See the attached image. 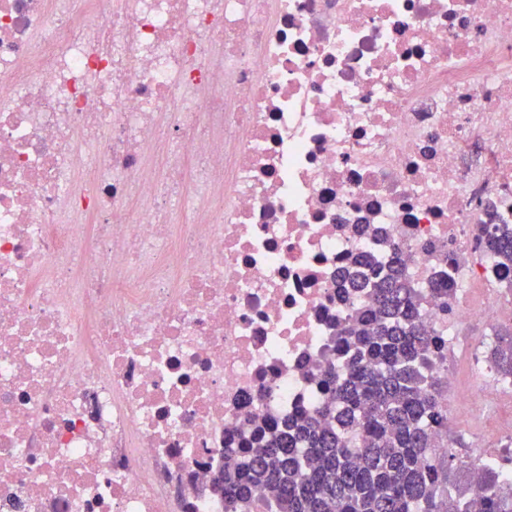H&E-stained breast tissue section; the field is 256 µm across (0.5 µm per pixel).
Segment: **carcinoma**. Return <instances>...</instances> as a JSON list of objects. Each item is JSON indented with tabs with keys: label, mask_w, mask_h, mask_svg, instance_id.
<instances>
[{
	"label": "carcinoma",
	"mask_w": 512,
	"mask_h": 512,
	"mask_svg": "<svg viewBox=\"0 0 512 512\" xmlns=\"http://www.w3.org/2000/svg\"><path fill=\"white\" fill-rule=\"evenodd\" d=\"M478 246L512 270V224L483 225ZM334 345L348 360L342 375L323 372L330 398L284 421L249 461L224 463L229 512H250L256 487L264 512H512V486L496 468H484L474 492L456 479L472 458L435 449L448 382L433 376L440 348L420 326L419 293L400 261L376 277L371 305L354 311ZM489 357L511 380L512 331Z\"/></svg>",
	"instance_id": "cac0c4a2"
}]
</instances>
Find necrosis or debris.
<instances>
[{
	"instance_id": "obj_1",
	"label": "necrosis or debris",
	"mask_w": 512,
	"mask_h": 512,
	"mask_svg": "<svg viewBox=\"0 0 512 512\" xmlns=\"http://www.w3.org/2000/svg\"><path fill=\"white\" fill-rule=\"evenodd\" d=\"M485 224L512 0H0V512H224V461L324 402L365 254L512 480L464 339L512 317Z\"/></svg>"
}]
</instances>
